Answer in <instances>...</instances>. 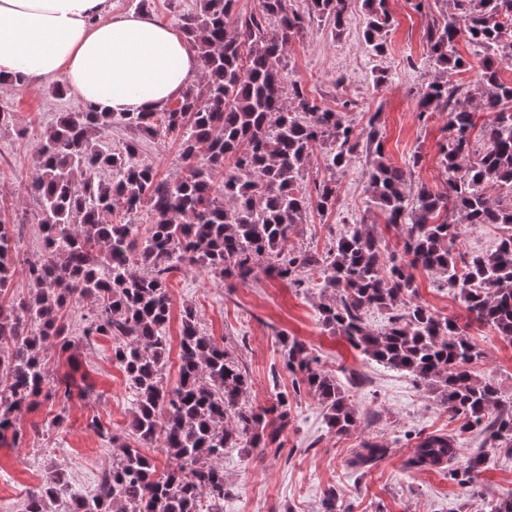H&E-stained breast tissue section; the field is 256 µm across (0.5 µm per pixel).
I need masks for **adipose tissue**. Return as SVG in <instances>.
Masks as SVG:
<instances>
[{"label":"adipose tissue","mask_w":512,"mask_h":512,"mask_svg":"<svg viewBox=\"0 0 512 512\" xmlns=\"http://www.w3.org/2000/svg\"><path fill=\"white\" fill-rule=\"evenodd\" d=\"M57 79L100 112H149L196 81L182 35L145 12L116 14L109 0H0V79Z\"/></svg>","instance_id":"1"}]
</instances>
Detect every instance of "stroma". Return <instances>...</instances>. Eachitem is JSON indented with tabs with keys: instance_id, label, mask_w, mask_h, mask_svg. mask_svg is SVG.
I'll list each match as a JSON object with an SVG mask.
<instances>
[{
	"instance_id": "stroma-1",
	"label": "stroma",
	"mask_w": 512,
	"mask_h": 512,
	"mask_svg": "<svg viewBox=\"0 0 512 512\" xmlns=\"http://www.w3.org/2000/svg\"><path fill=\"white\" fill-rule=\"evenodd\" d=\"M388 8L394 23L383 56L367 52L362 37L366 20L355 10L339 36L326 24H308L288 48L289 77L326 107L348 102L358 127H367L371 115L380 113L387 160L404 166L413 153H421L413 184L440 190L445 178L438 148L448 115L436 112L422 121L418 112L420 92L435 76L428 61L427 23L439 17L442 5L440 0H389ZM52 87L49 80L28 81L0 90L15 116L13 127L0 131V210L24 221L13 256L17 264L42 249L36 205L27 191L35 150L60 113L78 108L72 97L55 96ZM137 158L152 163L162 178L182 172L179 142L170 136L143 141ZM366 170L365 157L357 156L338 176L335 207L324 214L310 212L290 247L326 252L342 225L359 222L366 211ZM414 275L420 302L442 316L462 315L459 300L437 289L430 273L418 269ZM168 283L171 349L179 347L183 308L195 307L203 331L224 341L245 363L249 404L267 405L275 391H290L279 340L284 334L304 343L324 368L336 373L360 417L356 429L336 436L328 433L317 399L304 394L290 400L291 423L279 455L225 450L229 493L224 512H319L322 495L331 486L340 493L339 512H484L487 501L512 495V454L481 448L477 436L469 446L482 449L486 463L472 486L458 485L445 470L413 464L418 439L453 432L457 419L412 378L371 361L344 336L325 328L318 318L319 290L263 274L245 284L225 281L195 266L174 273ZM86 312L80 303L66 310L74 347L43 352L50 377L68 380L76 397L39 398L16 420L21 441L0 445V512H24L28 494L58 469L67 474L74 492L88 493L114 460L111 446L88 423L96 417L121 431L131 411L132 391L112 361L111 339H83ZM469 334L484 352L473 373L494 379L502 398H512V342L487 326H471ZM58 414L62 425L50 428ZM366 441L378 442L386 453L360 466L355 453Z\"/></svg>"
}]
</instances>
